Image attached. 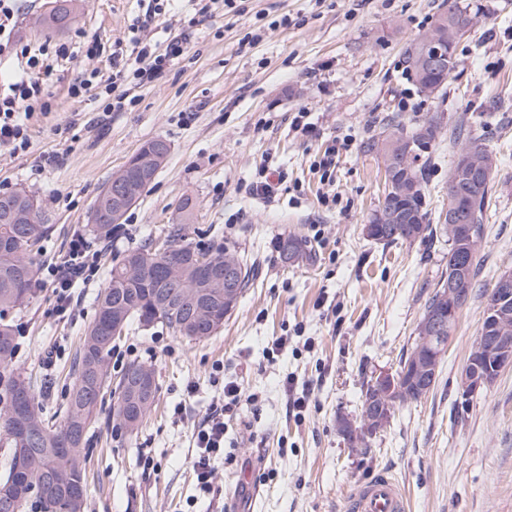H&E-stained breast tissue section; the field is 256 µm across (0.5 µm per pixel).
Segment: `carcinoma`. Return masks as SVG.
Instances as JSON below:
<instances>
[{"instance_id": "cac0c4a2", "label": "carcinoma", "mask_w": 512, "mask_h": 512, "mask_svg": "<svg viewBox=\"0 0 512 512\" xmlns=\"http://www.w3.org/2000/svg\"><path fill=\"white\" fill-rule=\"evenodd\" d=\"M70 9L59 11L44 23V28L54 31L66 30L74 21L76 0H66ZM444 10L437 21H445L448 26V64L449 67L438 71L422 72L416 67V57L421 48L420 38L412 40L404 50V63L413 75L420 90L430 94H439L452 77L457 67L456 45L464 36L461 32L469 17V6L461 5L460 0H444ZM432 128L422 149H427L436 140L438 121L430 116L422 121L406 123L394 117L389 123V132L383 138H372L365 143V148L379 154L403 137L415 136L424 126ZM448 142L461 144L462 147L489 160L492 154L479 136H473L463 125L448 130ZM428 162L414 159L413 173L417 182L415 193L397 202V205L412 215L413 223L394 225L395 232L384 234L378 241L386 244L413 242L417 239L433 238L441 232L448 237V256L465 248L464 238L452 231L447 224L433 226L429 224L428 212L424 209L426 189V169ZM495 179L489 177L475 191L465 195V202L470 215V224L475 227L474 236L482 239L486 212L488 210ZM448 188L460 192L465 190L460 154H455L448 172ZM195 204L189 198L184 199L178 207L177 216L172 219L167 238L172 253L169 259L182 265V287L194 288L201 294L207 309L215 317H224V298L216 295L217 289L210 288L200 279L191 263L194 257H201L211 262L224 259V249L229 244L211 246L207 249L198 247L190 237V223ZM26 209L35 213V223L15 224L11 219L13 209ZM51 225L42 221L41 208L36 206L25 194L17 189L0 194V448H26L22 465L30 476V482L19 488L23 505H28L34 512H69L68 506L48 488L34 486L40 480V473L46 470L74 472L75 481L86 483V437L91 425L96 420L97 407L103 402L106 393L113 395L112 411L105 424L115 430L132 432L137 426L125 427L121 416L131 411L124 384L131 378L154 369L142 364H132L123 372L116 387H111L109 359L116 338L112 337V304L116 293H122L125 304L124 327L132 325L161 326L174 336H185L183 322L184 310L179 303L180 289L172 288L157 273V249L145 244L129 249L122 260L112 265L107 283L100 289L96 299V313L81 338L79 353L76 355L73 372L74 381L69 388L66 401L55 406L40 400L37 393V378L18 372L11 368L16 352L17 340L13 326L5 321L2 314L19 309L27 302L20 294L32 295L35 280V266L31 257L32 248L49 232ZM291 251V257L307 254L305 243L289 236L279 241V251L284 254ZM240 263V293L250 287L254 266L244 261L241 253H236ZM479 274L478 254H473L462 274L458 275L465 299H471L476 279ZM27 388V400L23 416L29 424L28 434L13 431V415L17 414V396L20 386Z\"/></svg>"}]
</instances>
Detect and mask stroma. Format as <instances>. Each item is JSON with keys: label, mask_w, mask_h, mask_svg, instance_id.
<instances>
[{"label": "stroma", "mask_w": 512, "mask_h": 512, "mask_svg": "<svg viewBox=\"0 0 512 512\" xmlns=\"http://www.w3.org/2000/svg\"><path fill=\"white\" fill-rule=\"evenodd\" d=\"M468 2L474 21L458 44V68L433 98L420 93L402 52L430 28L443 0H244L243 12L219 4L204 17L194 0H173L149 34L162 46L186 38L187 53L155 84L132 88L128 110L107 114L94 93H70L91 71L112 74L108 56L86 58L79 41L94 36L108 46L123 38L142 12L140 0H79L61 32L36 24L49 0H20L15 34L23 43L64 42L73 50L51 63L49 108L28 122L29 151L0 153V194L28 190L53 226L33 249L36 265L65 254L74 233H88L96 197L146 141L163 139L170 152L127 212L124 237L105 243L103 276L76 288L71 317L55 314L48 287L8 313L25 330L14 368L53 376L48 396L63 401L106 271L128 248L163 237L184 198L195 204L194 243H233L258 263L251 288L213 336L189 340L158 328L116 341L112 378L130 364L146 365L158 392L134 432H111L100 421L91 427L85 512H232V493L233 512H349L359 485L380 474L403 485L409 512H512V369L465 413L455 406L486 295L512 269V0ZM284 17L288 27L242 46L260 21ZM300 112L314 133L292 128ZM432 115L441 131L428 149L435 159L425 198L430 218L448 199L449 126L477 128L499 159L480 273L433 390L397 407L359 449L336 420L356 417L374 373L397 368L448 267L445 237L397 245L365 237L384 194L381 156L365 143L385 135L391 117ZM335 139L349 146L326 181L316 161ZM45 153L56 161L37 170ZM264 164L285 175L272 199L251 190ZM287 236L311 245L310 260L284 264L278 242ZM286 334L291 347L271 355L272 340ZM290 375L312 390L301 420L289 415L280 384ZM228 381L240 388V401L224 415V455L206 492L192 469L193 429Z\"/></svg>", "instance_id": "1"}]
</instances>
